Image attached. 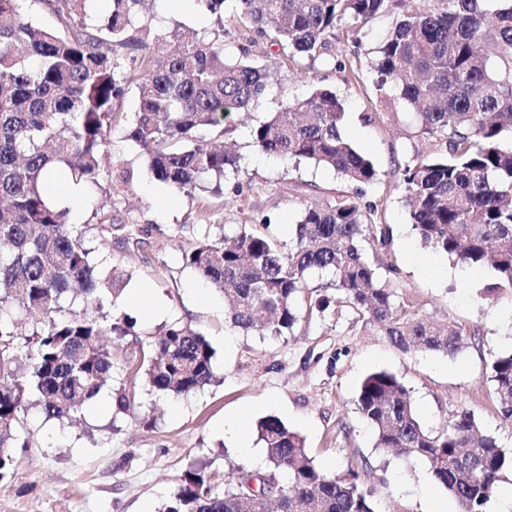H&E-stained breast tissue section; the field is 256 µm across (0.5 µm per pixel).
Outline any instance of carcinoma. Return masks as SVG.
Masks as SVG:
<instances>
[{"instance_id": "1", "label": "carcinoma", "mask_w": 512, "mask_h": 512, "mask_svg": "<svg viewBox=\"0 0 512 512\" xmlns=\"http://www.w3.org/2000/svg\"><path fill=\"white\" fill-rule=\"evenodd\" d=\"M25 0H0V480L12 476L15 449L28 447L21 414L33 404L47 419L69 420L112 379L114 324L100 314L123 291L124 274L97 280L93 253L70 224L71 210L49 200L51 181L67 177L102 188L101 160L111 141L114 103L134 84L138 106L128 138L144 152L153 177L193 197L206 175H239L240 157L215 145L214 133L265 92L266 70L248 61L252 49L278 48L315 60L347 23L367 24L407 0H197L214 25L187 38L178 28L156 32V0H108L92 19L89 0H43L58 24L27 20ZM407 10L371 61L380 101L415 111L421 134L442 150L404 165L401 188L420 242L466 267H488L482 288L494 302L512 297V0H439ZM239 41V56L227 42ZM109 43L123 57L101 50ZM345 103L329 89L294 98L253 126L251 139L284 165L302 160L334 170L355 195L305 205L284 248L240 224L217 239L204 234L184 255L224 297L232 327L285 336L305 303L323 313L336 302L398 350L456 355L478 327L430 322L396 299L399 270L378 267L362 241L388 243L377 223L380 204L362 203L378 181L372 162L342 132ZM331 278L316 294L314 272ZM82 301L83 310L73 309ZM39 317L24 336L11 309ZM30 375L17 366L19 347ZM138 370L149 391L182 396L216 380L209 342L173 322L141 342ZM497 410L512 424V351L490 365ZM357 406L375 447L423 459L458 512L484 507L512 468L496 437L480 433L474 413L456 411L438 431L425 429L406 386L375 371L360 383ZM266 448L259 470L230 476L187 471L164 512H379L375 491L361 483L367 461L346 472L319 470L298 433L278 418L257 426Z\"/></svg>"}]
</instances>
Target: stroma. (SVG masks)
I'll list each match as a JSON object with an SVG mask.
<instances>
[{
	"label": "stroma",
	"instance_id": "35a3bbf8",
	"mask_svg": "<svg viewBox=\"0 0 512 512\" xmlns=\"http://www.w3.org/2000/svg\"><path fill=\"white\" fill-rule=\"evenodd\" d=\"M157 11L162 17L157 29L163 33L175 27L198 31L213 23L197 0H161ZM395 22V14L388 13L351 28L313 61L273 53L258 58L270 76V90L249 111L225 122L223 141L240 154L242 172L220 181L205 178L204 191L192 199L155 181L142 150L125 136L137 87H129L116 102L119 117L102 177L123 189L109 198L99 191L83 196L71 221L97 247L98 258L125 274L126 292H145L141 304L131 306L121 298L104 308L110 319L136 322L133 334L122 340L125 355L117 365L135 371L138 340L179 321L211 344L217 379L180 397L159 398L138 385L135 410L121 414L111 411L116 392L107 387L73 422L47 420L38 408L28 407V446L18 453L15 475L0 481V512H162L192 467L226 473L256 467L252 456L224 443V419L236 411L243 412V426L255 448L263 446L258 422L273 416L305 438L310 456L326 473H342L352 459L365 458V485L375 488L382 507L398 503L421 512L424 500L448 503L427 465L376 448L356 399L362 379L381 370L396 375L410 390L427 429H441L456 409L466 407L483 433L512 450V425L498 417L489 380L492 359L512 348V327L502 320L512 301L482 300L483 282L492 278V270L482 269L481 279L471 280L466 268L419 244L408 221L401 173L405 164L433 155L437 146L420 134L410 109L396 104L375 122L362 120L363 113L374 111L377 99L370 61ZM318 87L345 100L344 132L379 173L365 198L381 202L377 221L388 225L390 243L381 250L365 243L367 255L398 267L396 292L421 318L478 326L479 343L465 344L453 357L402 352L349 311L333 306L321 314L301 311L291 335L246 334L226 324L222 295L184 263L183 253L200 235L217 238L235 225L265 217L270 220L266 235L290 244L288 227L304 206L334 200L343 187L334 171L308 161L286 167L254 147L250 138L258 122ZM104 203L111 205L116 225L92 222L93 209ZM135 224L153 227L138 245L128 238Z\"/></svg>",
	"mask_w": 512,
	"mask_h": 512
}]
</instances>
